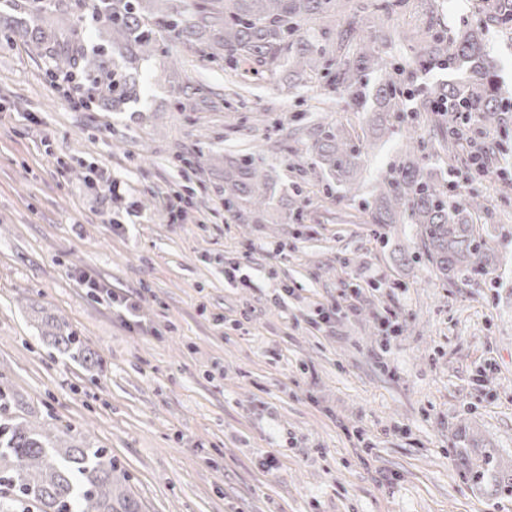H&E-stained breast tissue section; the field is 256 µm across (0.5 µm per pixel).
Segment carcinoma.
Masks as SVG:
<instances>
[{"label":"carcinoma","mask_w":512,"mask_h":512,"mask_svg":"<svg viewBox=\"0 0 512 512\" xmlns=\"http://www.w3.org/2000/svg\"><path fill=\"white\" fill-rule=\"evenodd\" d=\"M341 0H180L159 13H148L143 0H69L72 24L66 31L45 28L42 18L52 12L55 0H19L28 24L17 31L13 21L0 18V34L25 37L35 51L48 55L54 76L78 77L75 90L97 96L100 107L118 110L136 95L135 77L129 72L158 42L159 29L179 39L205 37L220 45L224 69L246 85L256 63L273 70L288 61L292 89L322 73L346 94L348 106L366 114L361 131L328 126L312 145L311 169L319 170L325 189L340 188L347 197L362 170L363 149L369 138L382 139L394 132L407 102L412 111L426 113L431 154L408 152L393 163L373 193L370 223L381 230L391 224H413L418 249L446 281L461 272L490 267L488 242L477 227L483 204L478 197L457 199L448 194L445 171L430 164L444 155H463L462 126L471 116L485 126L498 123L506 105L499 100L487 43L480 28L463 26L448 40V24L435 19V30L425 44L402 61L386 60L375 41L356 36L359 14L366 6L353 4L339 10ZM341 13L347 27L337 32L330 49L305 26L314 18ZM91 15L109 38L87 53L83 22ZM462 66L470 79L461 87L443 84L423 98L402 87L409 68ZM383 73L375 83L372 72ZM502 147H489L478 164L465 159L472 178L488 170V160ZM276 182L248 155L224 161V205L260 211L275 196ZM45 336L71 359L90 355L84 341L64 321L46 316ZM454 454L463 476L487 496L512 495V464L505 465L500 450L476 437L466 425L457 430ZM129 480L112 454L90 443L74 442L66 428L36 424L16 414L13 395L0 388V512H143L130 491Z\"/></svg>","instance_id":"cac0c4a2"}]
</instances>
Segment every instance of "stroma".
Instances as JSON below:
<instances>
[{
  "label": "stroma",
  "instance_id": "1",
  "mask_svg": "<svg viewBox=\"0 0 512 512\" xmlns=\"http://www.w3.org/2000/svg\"><path fill=\"white\" fill-rule=\"evenodd\" d=\"M432 22L428 0H405L383 17L397 37L377 51L410 55L403 34L426 37ZM489 36L511 109L469 135L509 151L469 184L494 265L452 284L405 262L414 225L378 235L365 206L426 136L423 118L370 143L343 199L311 175L310 147L319 125L363 117L327 80L291 92L287 70L263 71L228 112L215 44L165 37L138 63L136 103L75 111L50 83L52 60L1 37L0 386L16 412L109 448L144 512H512V498L472 489L453 453L471 421L512 455V185L500 173L512 169V27ZM321 99L329 109L314 113ZM245 154L281 186L261 212L224 206V158ZM92 162L128 191L90 186ZM178 194L191 204L175 224L163 203ZM130 204L134 224L112 228ZM230 263L256 273L254 287L225 283ZM104 287L140 294L157 335L131 329ZM320 307L333 317L318 329ZM46 313L98 361L60 356ZM220 314L245 323L225 332ZM266 451L278 469L262 468Z\"/></svg>",
  "mask_w": 512,
  "mask_h": 512
}]
</instances>
